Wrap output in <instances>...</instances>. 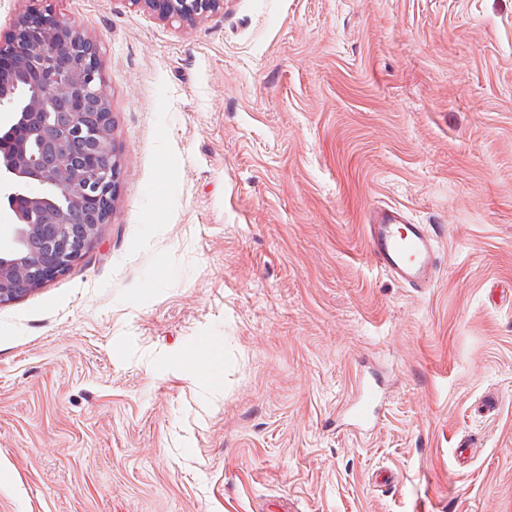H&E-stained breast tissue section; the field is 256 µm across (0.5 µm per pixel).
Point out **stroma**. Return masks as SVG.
Masks as SVG:
<instances>
[{
	"label": "stroma",
	"mask_w": 512,
	"mask_h": 512,
	"mask_svg": "<svg viewBox=\"0 0 512 512\" xmlns=\"http://www.w3.org/2000/svg\"><path fill=\"white\" fill-rule=\"evenodd\" d=\"M35 9L97 44L122 175L0 305V512H512V0H0V45ZM377 205L433 288L374 266ZM142 5L166 22L190 25L224 9V0H131ZM398 207L375 211L367 224L368 249L383 273L405 288H430L436 273V239L426 224H406ZM217 348L194 349L188 354L192 375L196 380L215 383L217 376ZM380 387L377 381L359 379L357 394L349 410L353 420L360 426H369L376 414Z\"/></svg>",
	"instance_id": "stroma-1"
}]
</instances>
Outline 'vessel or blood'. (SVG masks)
<instances>
[{"mask_svg": "<svg viewBox=\"0 0 512 512\" xmlns=\"http://www.w3.org/2000/svg\"><path fill=\"white\" fill-rule=\"evenodd\" d=\"M368 249L383 273L406 288H428L436 273V239L424 224H411L397 207L375 211L367 226ZM380 387L359 380L350 406L353 420L369 426L376 414Z\"/></svg>", "mask_w": 512, "mask_h": 512, "instance_id": "b4317fda", "label": "vessel or blood"}]
</instances>
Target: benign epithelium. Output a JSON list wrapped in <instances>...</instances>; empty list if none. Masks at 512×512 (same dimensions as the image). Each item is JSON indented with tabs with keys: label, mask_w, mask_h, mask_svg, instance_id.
Listing matches in <instances>:
<instances>
[{
	"label": "benign epithelium",
	"mask_w": 512,
	"mask_h": 512,
	"mask_svg": "<svg viewBox=\"0 0 512 512\" xmlns=\"http://www.w3.org/2000/svg\"><path fill=\"white\" fill-rule=\"evenodd\" d=\"M166 22L190 25L224 8V0H130ZM29 94L14 97L16 88ZM62 107V122L42 119ZM0 137H22L17 151L0 154V200L9 223L0 226V305L17 300L81 258L110 222L121 168L112 136L106 85L94 42L72 26L42 14L17 20L0 46ZM48 154L46 166L40 156ZM85 223L69 222L73 210ZM42 249H27L46 226Z\"/></svg>",
	"instance_id": "benign-epithelium-1"
}]
</instances>
